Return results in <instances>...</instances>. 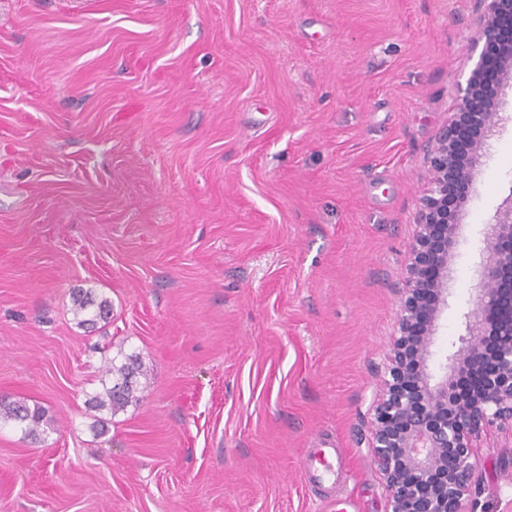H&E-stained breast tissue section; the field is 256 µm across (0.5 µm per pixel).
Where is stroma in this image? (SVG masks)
<instances>
[{"label": "stroma", "mask_w": 512, "mask_h": 512, "mask_svg": "<svg viewBox=\"0 0 512 512\" xmlns=\"http://www.w3.org/2000/svg\"><path fill=\"white\" fill-rule=\"evenodd\" d=\"M472 7L0 0V395L49 419L0 428V512H385L370 404ZM476 178L467 238L512 192V133ZM120 351L146 374L110 415L87 400ZM323 439L332 491L300 466ZM511 442L484 436L470 512H512ZM73 310L78 325L94 328L101 321H110L112 318V301L107 297L94 296L90 290L86 291L84 295H76Z\"/></svg>", "instance_id": "35a3bbf8"}]
</instances>
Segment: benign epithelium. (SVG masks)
<instances>
[{
	"mask_svg": "<svg viewBox=\"0 0 512 512\" xmlns=\"http://www.w3.org/2000/svg\"><path fill=\"white\" fill-rule=\"evenodd\" d=\"M505 18L512 21V0H474L469 72L457 82L455 112L427 155L431 188L418 212L397 332L370 423L386 512H468L483 433L493 426L512 433V190L475 236L476 281L457 339L442 357L433 349L451 295L460 212L476 194L477 165L512 124L500 102L512 82V43L503 49L492 97L482 90L486 49L500 42ZM473 123L480 131L461 160L456 144ZM469 375L479 383L466 395L458 382Z\"/></svg>",
	"mask_w": 512,
	"mask_h": 512,
	"instance_id": "7a95c632",
	"label": "benign epithelium"
}]
</instances>
